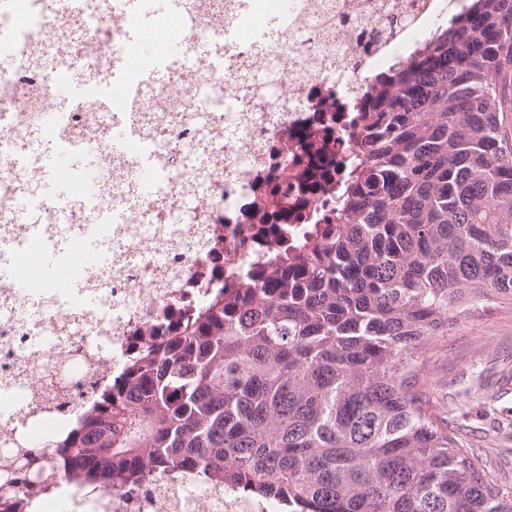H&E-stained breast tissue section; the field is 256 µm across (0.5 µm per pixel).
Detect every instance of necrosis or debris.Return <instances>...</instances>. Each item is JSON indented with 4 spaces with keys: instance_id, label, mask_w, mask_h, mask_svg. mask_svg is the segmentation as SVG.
<instances>
[{
    "instance_id": "1",
    "label": "necrosis or debris",
    "mask_w": 512,
    "mask_h": 512,
    "mask_svg": "<svg viewBox=\"0 0 512 512\" xmlns=\"http://www.w3.org/2000/svg\"><path fill=\"white\" fill-rule=\"evenodd\" d=\"M469 0H0V500L23 512H279L188 475L141 496L10 481L51 453L45 365L83 403L215 288L335 210L375 77ZM273 70L270 89L254 78ZM287 183L288 197L272 194Z\"/></svg>"
}]
</instances>
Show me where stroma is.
<instances>
[{"mask_svg": "<svg viewBox=\"0 0 512 512\" xmlns=\"http://www.w3.org/2000/svg\"><path fill=\"white\" fill-rule=\"evenodd\" d=\"M431 347L434 396L449 429L512 485V309L476 310Z\"/></svg>", "mask_w": 512, "mask_h": 512, "instance_id": "obj_1", "label": "stroma"}]
</instances>
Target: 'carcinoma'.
<instances>
[{
	"label": "carcinoma",
	"mask_w": 512,
	"mask_h": 512,
	"mask_svg": "<svg viewBox=\"0 0 512 512\" xmlns=\"http://www.w3.org/2000/svg\"><path fill=\"white\" fill-rule=\"evenodd\" d=\"M472 3L378 77L326 225L216 289L19 481L192 473L286 512H512L432 413L425 359L477 306H512V0Z\"/></svg>",
	"instance_id": "cac0c4a2"
}]
</instances>
